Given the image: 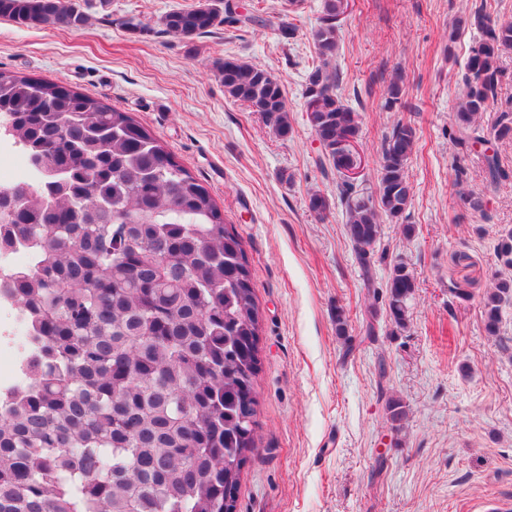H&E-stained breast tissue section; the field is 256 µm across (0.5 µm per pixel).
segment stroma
<instances>
[{
  "instance_id": "obj_1",
  "label": "stroma",
  "mask_w": 512,
  "mask_h": 512,
  "mask_svg": "<svg viewBox=\"0 0 512 512\" xmlns=\"http://www.w3.org/2000/svg\"><path fill=\"white\" fill-rule=\"evenodd\" d=\"M198 0H80L88 16L70 29L27 28L0 18V69L59 80L149 127L205 185L243 241L262 314L257 377L259 454L245 468L236 512H512V301L499 336L483 328V296L506 272L495 247L512 229V144H497L504 179L486 187L482 152L459 153L453 110L476 30L449 27L476 0H349L338 58L341 91L360 116L364 165L355 182L375 188L385 136L411 125L413 190L404 238L386 222L375 279L360 277L340 182L322 165L302 91L315 56L310 33L323 0H236L259 23L222 26L186 42L159 18ZM143 22L132 31L127 21ZM294 39L281 40V21ZM231 55L281 82L291 131L232 100L214 72ZM402 70L401 96L386 90ZM466 181L456 186L458 169ZM484 195L475 212L463 195ZM328 198L326 215L308 206ZM403 260L418 288L407 329L386 318L389 268ZM465 286L466 298L451 293ZM344 309L348 333H336ZM375 321L379 334L364 326ZM407 416L391 422L388 398Z\"/></svg>"
}]
</instances>
